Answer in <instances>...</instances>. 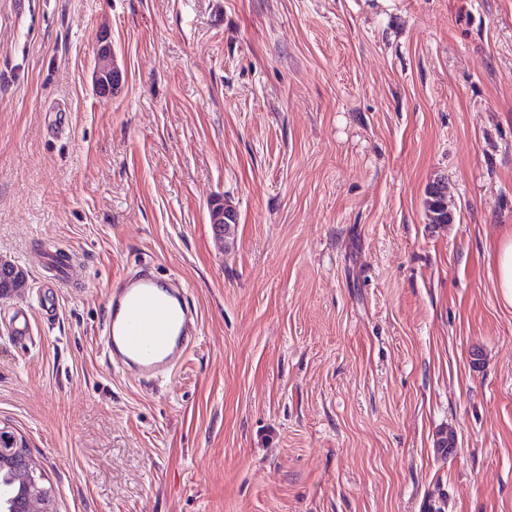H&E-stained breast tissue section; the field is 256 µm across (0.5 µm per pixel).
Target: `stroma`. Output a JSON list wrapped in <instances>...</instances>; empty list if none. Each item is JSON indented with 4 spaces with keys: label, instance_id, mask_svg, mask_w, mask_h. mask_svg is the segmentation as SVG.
Returning a JSON list of instances; mask_svg holds the SVG:
<instances>
[{
    "label": "stroma",
    "instance_id": "1",
    "mask_svg": "<svg viewBox=\"0 0 512 512\" xmlns=\"http://www.w3.org/2000/svg\"><path fill=\"white\" fill-rule=\"evenodd\" d=\"M509 235L512 0H0V420L58 512H512ZM143 260L200 317L157 391L98 345ZM425 208L427 212L426 215L430 223H448V203L446 202L444 184L442 185L439 181L433 183L432 185L429 184L426 189ZM497 288L504 300L512 304V238L507 237L500 245L497 263ZM36 261L38 263L42 262L55 267L56 275L59 277V279L62 280H66L65 274L75 263L71 258L70 254L62 250L41 252L36 257ZM13 270H15L14 265L8 262L0 264V295H7L23 287L25 283L24 273L19 269L16 270V273H13Z\"/></svg>",
    "mask_w": 512,
    "mask_h": 512
}]
</instances>
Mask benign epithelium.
<instances>
[{
  "label": "benign epithelium",
  "mask_w": 512,
  "mask_h": 512,
  "mask_svg": "<svg viewBox=\"0 0 512 512\" xmlns=\"http://www.w3.org/2000/svg\"><path fill=\"white\" fill-rule=\"evenodd\" d=\"M0 512H57L54 492L37 474L27 437L17 428L2 422Z\"/></svg>",
  "instance_id": "benign-epithelium-1"
}]
</instances>
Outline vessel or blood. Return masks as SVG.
I'll return each mask as SVG.
<instances>
[{
    "mask_svg": "<svg viewBox=\"0 0 512 512\" xmlns=\"http://www.w3.org/2000/svg\"><path fill=\"white\" fill-rule=\"evenodd\" d=\"M108 305L102 344L113 364L142 381L173 372L195 323L183 290L142 274L113 288Z\"/></svg>",
    "mask_w": 512,
    "mask_h": 512,
    "instance_id": "1",
    "label": "vessel or blood"
}]
</instances>
